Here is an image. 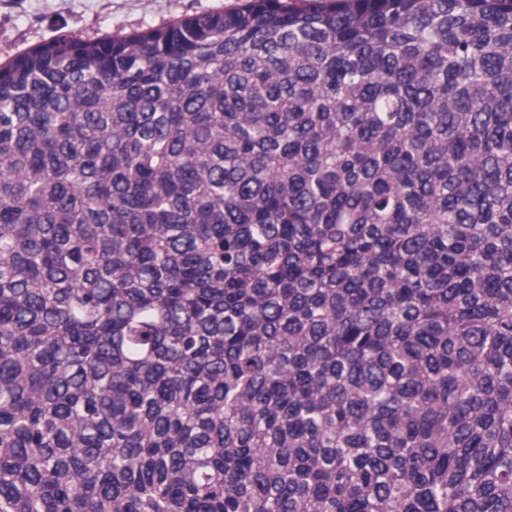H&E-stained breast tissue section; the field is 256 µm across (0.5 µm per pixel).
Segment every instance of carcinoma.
<instances>
[{"label":"carcinoma","instance_id":"1","mask_svg":"<svg viewBox=\"0 0 512 512\" xmlns=\"http://www.w3.org/2000/svg\"><path fill=\"white\" fill-rule=\"evenodd\" d=\"M0 512H512V0L0 62Z\"/></svg>","mask_w":512,"mask_h":512}]
</instances>
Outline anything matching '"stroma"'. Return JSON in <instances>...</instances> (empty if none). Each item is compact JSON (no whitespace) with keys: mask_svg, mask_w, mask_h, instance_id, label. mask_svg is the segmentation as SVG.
I'll return each instance as SVG.
<instances>
[{"mask_svg":"<svg viewBox=\"0 0 512 512\" xmlns=\"http://www.w3.org/2000/svg\"><path fill=\"white\" fill-rule=\"evenodd\" d=\"M241 0H0V61L61 33L93 38L232 9Z\"/></svg>","mask_w":512,"mask_h":512,"instance_id":"obj_1","label":"stroma"}]
</instances>
